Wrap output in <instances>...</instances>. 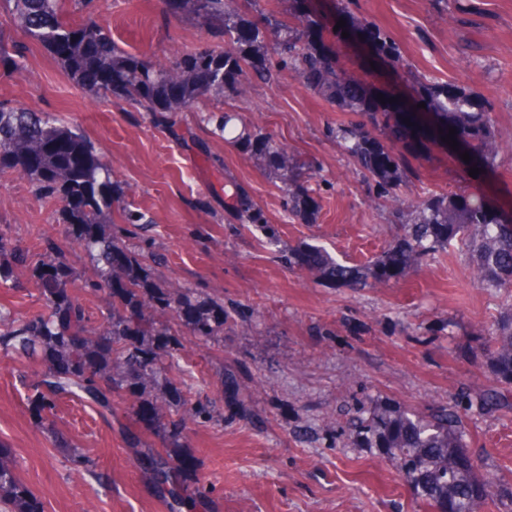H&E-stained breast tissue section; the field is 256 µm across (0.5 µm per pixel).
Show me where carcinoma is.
I'll return each mask as SVG.
<instances>
[{
  "instance_id": "obj_1",
  "label": "carcinoma",
  "mask_w": 512,
  "mask_h": 512,
  "mask_svg": "<svg viewBox=\"0 0 512 512\" xmlns=\"http://www.w3.org/2000/svg\"><path fill=\"white\" fill-rule=\"evenodd\" d=\"M79 0H0L14 26L42 44L76 84L104 97H121L160 126H172L177 114L196 109L197 119L224 142L238 145L263 163L280 183L284 209L309 215L312 190L298 187L306 178L305 164L260 132L247 129L229 136L239 120L233 109L209 108L211 99L234 101L245 84L272 83L283 72H296L303 84L324 95L339 108L363 106L346 76L314 42V21L291 22L272 11L255 21L243 18L252 0H175L176 12L204 24L218 37L227 36V48H191L169 67L161 69L121 48L90 15L75 20L69 7ZM358 27L380 53L397 59L400 50L381 30L364 19ZM0 66L22 68L17 42L0 30ZM426 110L440 117L444 131L456 129L467 137L466 146L482 159L499 150L489 112L475 95L448 83L421 82ZM378 114L366 111L362 120L328 126V133L365 172L370 192L396 199L403 182L405 159L385 149L375 134ZM25 177L36 195L59 203L55 219L88 259L92 273L81 287L92 295L112 285L121 288L109 303L105 325L90 327L85 305L71 294L77 280L74 265L62 258L56 243L41 239L42 251L14 245L0 235V284H7L15 269L35 267L46 312L29 319H13L0 311V351L43 366L41 379L28 398L32 414L45 420L56 402L78 399L102 410L112 409V397L121 393L138 399L159 388L161 400L149 408L153 417L166 420L169 438L177 442L192 424L219 417L215 402L187 395L165 373L166 360L182 349L181 327L196 338L201 349L224 332V305L206 308L189 299L187 291L161 288L144 271L145 250L127 242L126 225L139 228L147 241L149 223L137 209L119 205L112 173L87 140L54 115L0 103V174ZM229 223L253 226L263 232L265 244L288 264H301L319 280L338 286L365 288L406 276L454 241L469 251L475 280L484 288L512 290V219L474 198L435 194L408 218L401 217V233L371 260L346 265L322 247L306 244L280 247L275 228L237 186L224 192ZM168 315L166 322L156 320ZM490 368L498 382L512 386V303L501 307L489 330ZM505 394L489 389L475 398L482 410L508 408ZM336 431L347 443L382 448L393 460L417 500L443 512L448 501L458 512H482L498 506L512 492L500 491L495 474L482 472L470 456L459 411L444 406L429 413L400 404L342 407ZM0 448V512H44L41 502L5 462ZM151 470L161 481L174 484L182 460L167 450L149 449ZM488 491L474 494L477 483Z\"/></svg>"
}]
</instances>
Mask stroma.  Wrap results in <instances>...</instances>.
<instances>
[{
	"label": "stroma",
	"mask_w": 512,
	"mask_h": 512,
	"mask_svg": "<svg viewBox=\"0 0 512 512\" xmlns=\"http://www.w3.org/2000/svg\"><path fill=\"white\" fill-rule=\"evenodd\" d=\"M287 17L316 20L320 44L338 67L359 76L368 109L379 90L415 98L429 80L466 88L482 99L499 139L493 162L477 177L442 140L420 146L390 128L381 142L408 161L398 200L370 194L363 171L327 133L337 119L359 120L296 73L252 83L234 107L249 130L298 155L316 187L314 216L284 212L281 192L262 163L179 113L155 126L126 100L105 98L71 81L53 56L14 28L25 67L0 70V102L59 114L112 168L122 204L151 222L152 250L166 267H148L164 288L192 289L194 300L224 305L223 341L199 351L191 333L167 364L191 393L215 398L223 420L194 425L179 442L195 461L182 487L158 485L140 468L144 447H171L158 421L144 423L134 397L116 398L110 416L59 402L49 423L28 407L36 365L0 352V444L45 512H427L381 449L348 445L332 417L340 407L388 399L430 411L458 405L479 468L512 488V411L485 413L468 397L494 388L485 333L511 296L479 287L462 244L418 271L373 288L317 280L289 266L258 231L224 219V187L245 190L284 247L317 244L352 264L379 253L400 231L398 211L433 193L483 197L512 218V0H277ZM94 17L118 44L156 65L185 48L218 45L199 22L170 14L163 0H93ZM360 16L393 38L400 61L379 54L350 22ZM53 203L30 183L0 177V235L30 249L51 237L77 269L90 264L55 222ZM0 286V309L28 319L43 309L30 269ZM88 468H75L73 450ZM205 487L188 506L186 491Z\"/></svg>",
	"instance_id": "35a3bbf8"
}]
</instances>
